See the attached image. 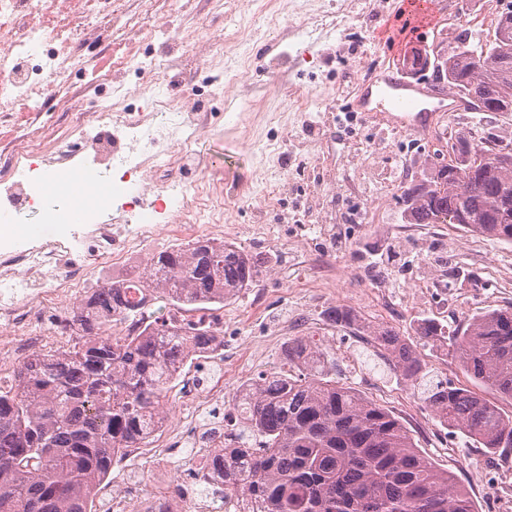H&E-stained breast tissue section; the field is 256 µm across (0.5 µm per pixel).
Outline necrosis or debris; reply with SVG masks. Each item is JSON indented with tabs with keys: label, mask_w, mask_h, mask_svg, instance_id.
<instances>
[{
	"label": "necrosis or debris",
	"mask_w": 512,
	"mask_h": 512,
	"mask_svg": "<svg viewBox=\"0 0 512 512\" xmlns=\"http://www.w3.org/2000/svg\"><path fill=\"white\" fill-rule=\"evenodd\" d=\"M95 0H0V124L15 104L64 92L67 73L86 67L76 46L91 26ZM154 106L150 117L117 112L111 103L78 113L80 149L58 137L50 150L19 140L12 155L14 174L4 193L10 207L0 220V369L46 350L70 328L61 302L85 293L100 268L119 278L138 276L159 234L176 239L224 233L222 195L206 183L185 187L170 174L183 157L178 145L201 129L196 113L168 93L166 79L140 89ZM165 173L151 207H144V168ZM196 198L188 208V198ZM170 222L159 225L158 215ZM57 314L46 329L35 326L39 311ZM223 380L199 386L185 378L180 395L184 416L171 420L153 451L159 457L184 455L194 443L198 413L223 402ZM112 512H213L207 499L155 495L131 487L113 496Z\"/></svg>",
	"instance_id": "1"
}]
</instances>
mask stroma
Segmentation results:
<instances>
[{
  "label": "stroma",
  "instance_id": "1",
  "mask_svg": "<svg viewBox=\"0 0 512 512\" xmlns=\"http://www.w3.org/2000/svg\"><path fill=\"white\" fill-rule=\"evenodd\" d=\"M397 0H276L270 15L255 12L252 0H127L128 12L155 27L143 41L123 22L101 40L84 39L81 51L90 66L70 77L66 95L51 98L37 111L17 106L10 124L0 126V158L8 157L17 136L50 148L72 123V113L112 98V73L127 55L152 54L163 67L171 97L202 113L204 132L182 153L175 173L190 185L208 178L224 189V240L251 254L260 274L250 288L225 302L220 312L232 330L235 354L212 358L224 376V396L262 373L278 369L288 341L312 340L333 358L336 379L397 415L419 450L437 466L452 471L470 493L477 512H512V448L491 453L461 432L443 427L417 396L416 389L389 366L357 328L329 325L325 310L341 307L360 325L389 326L414 345L433 376L477 390L453 353L449 335L476 314L512 305V242L473 238L448 224H408L401 216V186L430 172L431 157L417 154L404 171L391 175L381 192L384 207L366 224L336 223L335 214L364 198L354 164L369 143H377L383 167H392V130L352 114L350 95L379 66L385 50L374 32ZM436 28L412 47L447 52L461 31L473 39L492 37L503 0H434ZM351 11L354 21L336 27ZM246 23L244 46L229 39L230 18ZM304 25L306 39L292 31ZM185 34L196 55L195 68H182L168 55L172 37ZM234 65L243 77L234 95L221 85ZM317 99L315 112L301 111L300 97ZM257 101L248 112L244 103ZM284 186L276 210L260 212L255 190ZM313 196L324 229L300 220L298 200ZM263 231H256L257 220ZM431 318L445 338L418 335V322Z\"/></svg>",
  "mask_w": 512,
  "mask_h": 512
}]
</instances>
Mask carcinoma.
<instances>
[{
	"label": "carcinoma",
	"instance_id": "carcinoma-1",
	"mask_svg": "<svg viewBox=\"0 0 512 512\" xmlns=\"http://www.w3.org/2000/svg\"><path fill=\"white\" fill-rule=\"evenodd\" d=\"M512 15H500L493 39L472 49L460 33L435 80L457 93L467 112H512V67L501 42ZM496 142L470 140L446 161L434 153L426 188L403 189L408 224H453L512 242V158ZM259 268L227 243L195 240L151 256L147 273L128 285L94 289L71 313L76 339L19 364L0 384V512H91L112 467L147 446L161 426L156 414L192 360L219 347L190 319H149L146 298L178 313L202 312L239 296ZM118 324L122 332L112 331ZM377 352L419 391L449 429L484 447L512 448V414L446 380H428L414 347L390 327L369 332ZM463 369L512 400V307L467 321L455 340ZM288 369L244 382L235 395L254 445L214 448L212 470L222 500L239 497L258 512H476L455 474L429 461L398 417L336 381V362L304 339L288 343Z\"/></svg>",
	"mask_w": 512,
	"mask_h": 512
}]
</instances>
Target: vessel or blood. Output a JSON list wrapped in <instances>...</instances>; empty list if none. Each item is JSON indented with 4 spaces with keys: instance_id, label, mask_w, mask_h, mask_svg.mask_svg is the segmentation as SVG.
<instances>
[{
    "instance_id": "b4317fda",
    "label": "vessel or blood",
    "mask_w": 512,
    "mask_h": 512,
    "mask_svg": "<svg viewBox=\"0 0 512 512\" xmlns=\"http://www.w3.org/2000/svg\"><path fill=\"white\" fill-rule=\"evenodd\" d=\"M438 22L431 0H403L378 39L387 41L403 29L422 35ZM460 105L456 94L438 97L427 82L407 79L391 58L360 84L352 103L357 111L409 131L434 127Z\"/></svg>"
}]
</instances>
